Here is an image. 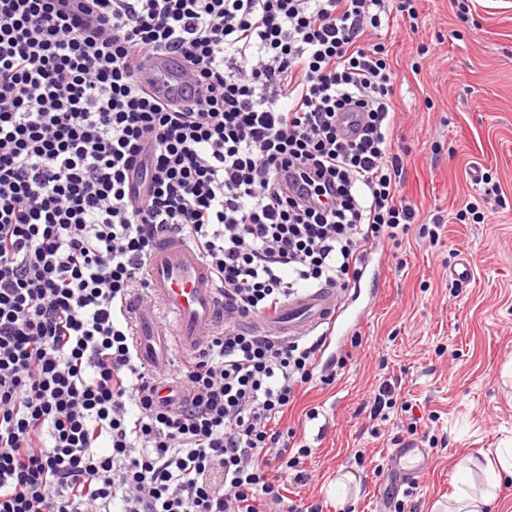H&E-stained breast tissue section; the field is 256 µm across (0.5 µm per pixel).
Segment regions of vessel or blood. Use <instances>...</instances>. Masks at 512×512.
<instances>
[{
	"label": "vessel or blood",
	"mask_w": 512,
	"mask_h": 512,
	"mask_svg": "<svg viewBox=\"0 0 512 512\" xmlns=\"http://www.w3.org/2000/svg\"><path fill=\"white\" fill-rule=\"evenodd\" d=\"M149 80L161 93L195 87L196 75L169 55L153 56L146 64ZM149 303L133 309L136 348L142 362L169 365L174 351L190 352L220 328L222 301L209 268L185 240L159 242L148 266ZM366 310L346 305L335 288H306L277 311L253 321L255 331L285 338L310 336L325 328L344 334L362 325ZM406 481H420L427 449L413 443L393 449Z\"/></svg>",
	"instance_id": "vessel-or-blood-1"
}]
</instances>
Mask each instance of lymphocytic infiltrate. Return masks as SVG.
Instances as JSON below:
<instances>
[{
  "instance_id": "obj_1",
  "label": "lymphocytic infiltrate",
  "mask_w": 512,
  "mask_h": 512,
  "mask_svg": "<svg viewBox=\"0 0 512 512\" xmlns=\"http://www.w3.org/2000/svg\"><path fill=\"white\" fill-rule=\"evenodd\" d=\"M416 17L414 0H0V512H323L285 494L312 448L280 423L324 340L247 323L350 288L380 242L439 241L400 192L373 39ZM161 52L204 98L154 95ZM165 235L231 317L175 373L139 361L129 316Z\"/></svg>"
}]
</instances>
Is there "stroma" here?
I'll return each mask as SVG.
<instances>
[{"mask_svg":"<svg viewBox=\"0 0 512 512\" xmlns=\"http://www.w3.org/2000/svg\"><path fill=\"white\" fill-rule=\"evenodd\" d=\"M415 27L391 40L397 74L394 142L409 154L403 195L421 217L438 213L442 241L410 237L375 249L365 281L379 294L332 384L315 383L285 426L313 448L303 461L308 485L292 498L323 503L324 512H395L415 504L438 512L471 461L494 460L512 439V0H475L462 19L449 0H417ZM489 171L506 197L485 196L486 223L455 220L476 194L471 167ZM468 258L473 276L448 275ZM391 383L412 406L408 415L371 420L367 400ZM318 417L308 420L307 409ZM429 417L409 434L410 419ZM429 445L428 471L409 488H392L389 453L400 441ZM349 486H341L344 475Z\"/></svg>","mask_w":512,"mask_h":512,"instance_id":"stroma-1","label":"stroma"}]
</instances>
